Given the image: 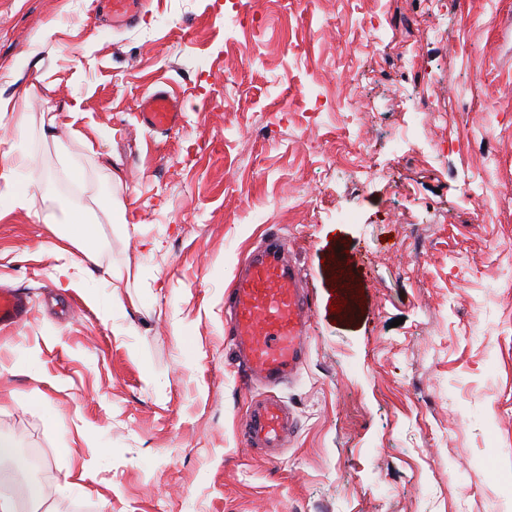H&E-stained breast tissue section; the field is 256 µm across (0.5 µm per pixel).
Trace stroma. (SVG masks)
I'll return each mask as SVG.
<instances>
[{
  "instance_id": "35a3bbf8",
  "label": "stroma",
  "mask_w": 512,
  "mask_h": 512,
  "mask_svg": "<svg viewBox=\"0 0 512 512\" xmlns=\"http://www.w3.org/2000/svg\"><path fill=\"white\" fill-rule=\"evenodd\" d=\"M240 3L148 0L116 28L99 0H0V98L52 107L0 125L25 158L0 177V286L31 303L0 328V438L41 459L0 493L18 512H512V0ZM157 89L184 111L149 134ZM63 209L98 217L95 259H62L77 291L42 250ZM270 232L311 303L272 463L241 441L263 390L224 325ZM182 103L169 91L158 89L145 96L140 104V121L150 133L174 129L182 119Z\"/></svg>"
}]
</instances>
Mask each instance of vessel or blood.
Wrapping results in <instances>:
<instances>
[{"instance_id":"vessel-or-blood-1","label":"vessel or blood","mask_w":512,"mask_h":512,"mask_svg":"<svg viewBox=\"0 0 512 512\" xmlns=\"http://www.w3.org/2000/svg\"><path fill=\"white\" fill-rule=\"evenodd\" d=\"M113 23L133 24L142 0H104ZM182 103L169 91L158 89L140 104V121L152 133L174 129L182 119ZM229 332L236 359L246 383L273 387L293 377L305 354L310 320L308 299L297 267L288 250L272 241L251 252L224 298ZM29 313L26 295L13 289L0 290V326L24 321ZM291 428L287 410L277 401L253 402L240 425L248 447L275 460Z\"/></svg>"}]
</instances>
